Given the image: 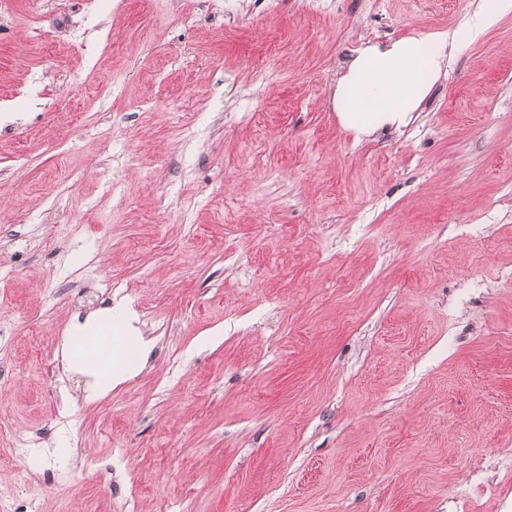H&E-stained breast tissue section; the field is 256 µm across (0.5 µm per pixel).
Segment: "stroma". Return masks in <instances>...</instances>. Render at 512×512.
Returning <instances> with one entry per match:
<instances>
[{"instance_id": "obj_1", "label": "stroma", "mask_w": 512, "mask_h": 512, "mask_svg": "<svg viewBox=\"0 0 512 512\" xmlns=\"http://www.w3.org/2000/svg\"><path fill=\"white\" fill-rule=\"evenodd\" d=\"M0 0V512H512V8ZM455 35L399 134L331 99ZM130 302L101 400L77 314ZM500 2L499 0L481 1V6L472 16L468 26L467 32L470 36L477 35L494 21L500 8ZM112 320L116 325L132 327L134 317L128 309L114 314L112 304L71 322L68 336L76 343L83 342L89 348L66 346V360L76 371L89 377V397L97 399L112 392L124 382L144 361L149 352V342L140 339L134 349L114 343ZM90 353V354H89Z\"/></svg>"}]
</instances>
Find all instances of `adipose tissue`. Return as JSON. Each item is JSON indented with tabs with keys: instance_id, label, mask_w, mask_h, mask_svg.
I'll list each match as a JSON object with an SVG mask.
<instances>
[{
	"instance_id": "adipose-tissue-1",
	"label": "adipose tissue",
	"mask_w": 512,
	"mask_h": 512,
	"mask_svg": "<svg viewBox=\"0 0 512 512\" xmlns=\"http://www.w3.org/2000/svg\"><path fill=\"white\" fill-rule=\"evenodd\" d=\"M448 37L441 33L374 42L353 50L336 77L333 107L340 124L359 136L401 130L411 121L448 61ZM130 311L104 307L71 322L73 347L66 360L89 378V396L111 393L144 361L147 341L129 348L112 337L113 325L131 326Z\"/></svg>"
}]
</instances>
